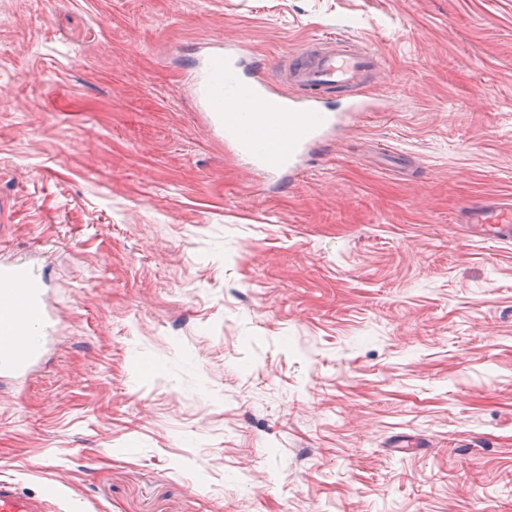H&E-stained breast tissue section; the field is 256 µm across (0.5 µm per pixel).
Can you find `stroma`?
Listing matches in <instances>:
<instances>
[{
	"label": "stroma",
	"instance_id": "stroma-1",
	"mask_svg": "<svg viewBox=\"0 0 512 512\" xmlns=\"http://www.w3.org/2000/svg\"><path fill=\"white\" fill-rule=\"evenodd\" d=\"M336 33L382 60L297 167L193 77ZM0 267L47 321L0 477L59 512H512V0H0ZM457 222L483 241L511 243V197H488L464 205L457 215Z\"/></svg>",
	"mask_w": 512,
	"mask_h": 512
}]
</instances>
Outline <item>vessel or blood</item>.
Returning a JSON list of instances; mask_svg holds the SVG:
<instances>
[{
	"label": "vessel or blood",
	"mask_w": 512,
	"mask_h": 512,
	"mask_svg": "<svg viewBox=\"0 0 512 512\" xmlns=\"http://www.w3.org/2000/svg\"><path fill=\"white\" fill-rule=\"evenodd\" d=\"M380 68L378 54L367 44L355 46L344 36H326L314 43L312 52L289 56L293 90L288 93L253 75L248 44L239 41L205 59L194 91L225 141L253 170L274 176L293 169L310 144L335 128L336 115L323 108L322 95L338 89L358 91ZM241 97L254 100V112L232 110V102ZM457 221L481 240L511 242L512 199L488 197L466 204ZM40 296L26 267L0 268V378L27 379L38 365L41 349L33 335L45 319ZM57 495L50 485L40 497H32L0 479V512H53Z\"/></svg>",
	"instance_id": "obj_1"
}]
</instances>
